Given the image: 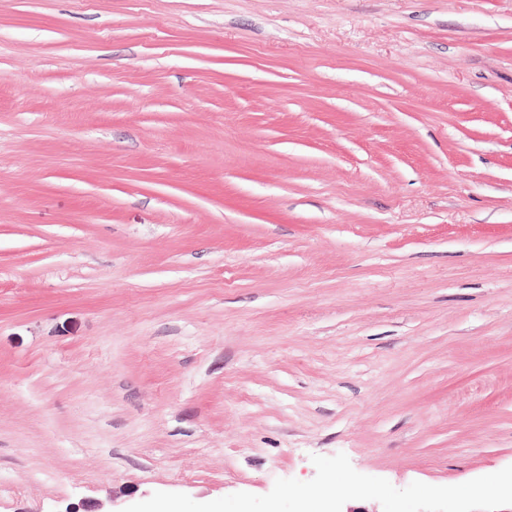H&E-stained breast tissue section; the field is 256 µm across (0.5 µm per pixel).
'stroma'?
Instances as JSON below:
<instances>
[{
  "instance_id": "obj_1",
  "label": "stroma",
  "mask_w": 512,
  "mask_h": 512,
  "mask_svg": "<svg viewBox=\"0 0 512 512\" xmlns=\"http://www.w3.org/2000/svg\"><path fill=\"white\" fill-rule=\"evenodd\" d=\"M512 465V0H0V512Z\"/></svg>"
}]
</instances>
